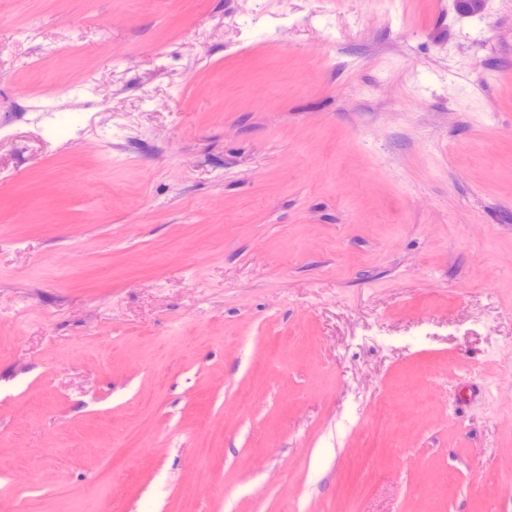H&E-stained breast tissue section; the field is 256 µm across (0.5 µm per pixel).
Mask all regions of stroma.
<instances>
[{"label": "stroma", "mask_w": 512, "mask_h": 512, "mask_svg": "<svg viewBox=\"0 0 512 512\" xmlns=\"http://www.w3.org/2000/svg\"><path fill=\"white\" fill-rule=\"evenodd\" d=\"M0 512H512V0H0Z\"/></svg>", "instance_id": "35a3bbf8"}]
</instances>
